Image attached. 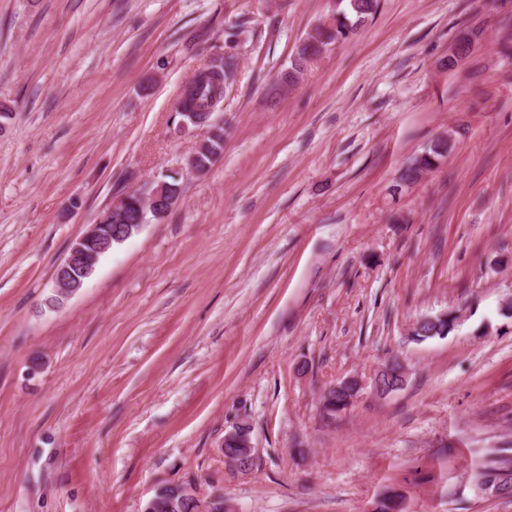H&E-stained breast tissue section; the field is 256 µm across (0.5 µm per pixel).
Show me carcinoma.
<instances>
[{"label": "carcinoma", "mask_w": 512, "mask_h": 512, "mask_svg": "<svg viewBox=\"0 0 512 512\" xmlns=\"http://www.w3.org/2000/svg\"><path fill=\"white\" fill-rule=\"evenodd\" d=\"M379 7V0H346L343 8H338L309 30L291 61L283 82L294 85L302 77L307 65L320 58L336 45L350 40L356 27L374 15ZM236 65L232 57H224L199 71L195 80L186 88L176 107V114L188 128H205L207 135L197 150V166L206 168L213 163L222 151L224 143V126L215 119L221 111L224 93L235 82ZM451 143L437 139L421 154L413 158V162L401 176V181L412 183L422 171L430 170L448 155ZM150 193L141 195L127 194L120 206L109 211L104 210L101 217L108 227L102 233L125 234L132 237L138 233V220L148 223L156 219L153 213L155 205L149 203ZM455 327V318L451 313L429 315L418 319L411 331L412 336L423 341L436 336H446ZM356 393L351 387L337 385L323 395V408L333 414L353 403ZM224 455L230 457L240 468L251 466L252 455L243 453V449L231 441L224 442ZM478 482H498L500 486L512 487V478L506 470L486 469L477 473ZM152 512H197L195 494L183 484H166L161 493L154 494Z\"/></svg>", "instance_id": "obj_1"}]
</instances>
